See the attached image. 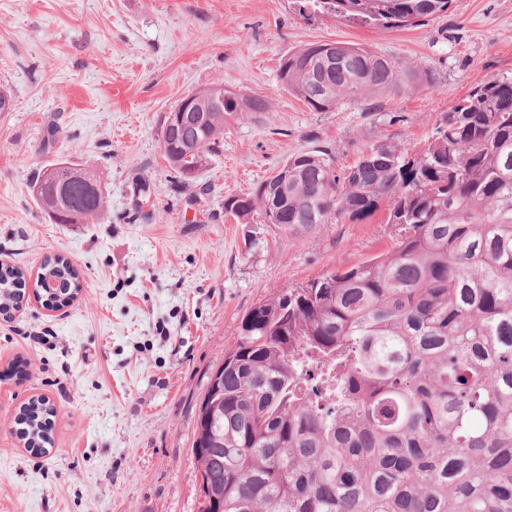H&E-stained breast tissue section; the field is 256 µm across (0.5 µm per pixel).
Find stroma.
I'll return each instance as SVG.
<instances>
[{"label": "stroma", "instance_id": "1", "mask_svg": "<svg viewBox=\"0 0 512 512\" xmlns=\"http://www.w3.org/2000/svg\"><path fill=\"white\" fill-rule=\"evenodd\" d=\"M361 45L396 63L403 85L375 112L310 110L279 77L310 45ZM512 78V0H452L402 28L339 19L311 0H0V262L28 280L65 256L83 288L69 306L25 294L0 315V512H200L192 455L198 409L256 305L391 250L388 205L284 236L231 195L254 192L289 157L324 149L336 168L390 143L414 157L448 108ZM221 86L264 99L226 118L218 153L177 181L161 150L183 97ZM64 159L97 172L105 215L56 224L31 194ZM55 406L53 444L17 434L24 405Z\"/></svg>", "mask_w": 512, "mask_h": 512}]
</instances>
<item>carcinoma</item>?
Here are the masks:
<instances>
[{"mask_svg":"<svg viewBox=\"0 0 512 512\" xmlns=\"http://www.w3.org/2000/svg\"><path fill=\"white\" fill-rule=\"evenodd\" d=\"M338 17L405 27L450 0H317ZM341 59L312 67L319 46L288 53L280 78L314 111L391 103L393 63L340 43ZM199 123L167 117L163 155L193 178L216 154L236 111L207 88L190 95ZM62 193L39 173L40 206L60 224L101 218L86 197L101 177ZM224 200L246 220L258 208L299 236L383 200L403 234L386 253L292 288L252 308L224 354V409L208 448L192 445L207 490L202 512H512V78L476 88L445 114L414 159L390 144L336 172L326 150L288 158V189ZM34 293L65 306L81 289L63 258L44 264ZM23 270L0 265V310L26 291ZM53 407L30 400L19 424L35 454L52 444Z\"/></svg>","mask_w":512,"mask_h":512,"instance_id":"carcinoma-1","label":"carcinoma"}]
</instances>
